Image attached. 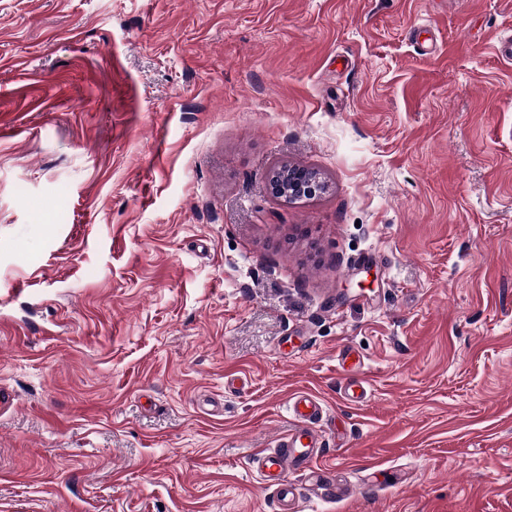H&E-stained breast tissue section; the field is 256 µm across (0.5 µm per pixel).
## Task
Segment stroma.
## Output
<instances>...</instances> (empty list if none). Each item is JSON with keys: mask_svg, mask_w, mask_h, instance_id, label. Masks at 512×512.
Segmentation results:
<instances>
[{"mask_svg": "<svg viewBox=\"0 0 512 512\" xmlns=\"http://www.w3.org/2000/svg\"><path fill=\"white\" fill-rule=\"evenodd\" d=\"M511 29L0 0V512H276L249 460L301 391L343 488L304 512H512ZM327 189V183L318 176H312L304 171L287 173L283 175L270 174L268 180V192L275 199L305 197H316L323 194Z\"/></svg>", "mask_w": 512, "mask_h": 512, "instance_id": "1", "label": "stroma"}]
</instances>
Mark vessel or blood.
<instances>
[{"label":"vessel or blood","instance_id":"obj_1","mask_svg":"<svg viewBox=\"0 0 512 512\" xmlns=\"http://www.w3.org/2000/svg\"><path fill=\"white\" fill-rule=\"evenodd\" d=\"M290 428L280 434L274 447L260 449L251 459L253 469L276 495L277 512H298L300 490L292 479L296 470L305 471L312 484H319L321 474L313 463L322 448L321 423L327 414L313 395L300 392L287 403Z\"/></svg>","mask_w":512,"mask_h":512}]
</instances>
